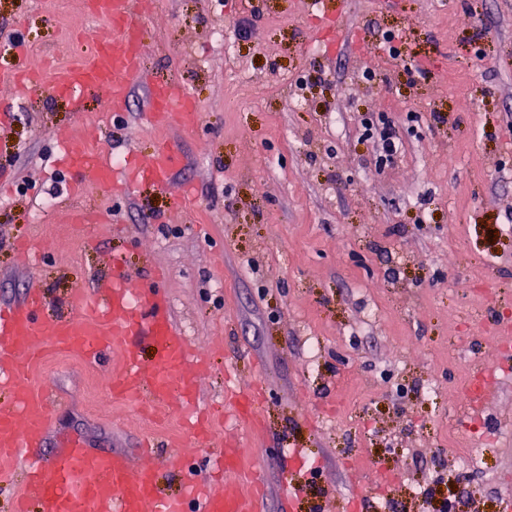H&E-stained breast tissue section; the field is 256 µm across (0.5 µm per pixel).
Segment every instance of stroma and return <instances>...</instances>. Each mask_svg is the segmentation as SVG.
I'll use <instances>...</instances> for the list:
<instances>
[{"label": "stroma", "mask_w": 512, "mask_h": 512, "mask_svg": "<svg viewBox=\"0 0 512 512\" xmlns=\"http://www.w3.org/2000/svg\"><path fill=\"white\" fill-rule=\"evenodd\" d=\"M145 46L125 119L97 98H15L0 85V303L36 290L43 316L112 275V256L166 273L178 327L209 370L202 399L233 369L256 388L264 437L261 512H499L512 500V374L476 413L461 394L475 365L512 345V0H139ZM80 0H0V70H40L81 52ZM224 28L226 43L213 31ZM395 34L387 46L386 34ZM21 37L27 51L7 45ZM185 85L193 127L140 120L148 87ZM446 123L432 119L433 112ZM386 114L403 148L383 168L363 118ZM141 158L178 141L175 189L128 199L89 187L81 204L108 224H70L55 161L73 139ZM36 239L31 263L13 242ZM481 321L480 338L467 325ZM111 360L89 371L48 352L37 384L55 401L35 454L69 440L151 465L171 454L172 418L151 423L110 394ZM159 446L140 454L146 432ZM477 448L483 465L460 466ZM302 483L285 501L281 485ZM434 488L433 499L423 491Z\"/></svg>", "instance_id": "obj_1"}]
</instances>
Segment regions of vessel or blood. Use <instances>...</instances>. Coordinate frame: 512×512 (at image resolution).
<instances>
[{
    "instance_id": "obj_1",
    "label": "vessel or blood",
    "mask_w": 512,
    "mask_h": 512,
    "mask_svg": "<svg viewBox=\"0 0 512 512\" xmlns=\"http://www.w3.org/2000/svg\"><path fill=\"white\" fill-rule=\"evenodd\" d=\"M83 5L88 15L111 28L110 38L97 42L85 60L70 67L24 75L1 72L0 84L26 96L34 92L74 102L91 91L117 119L126 111L143 56L136 0H83ZM197 117L196 99L173 82L154 85L141 114L142 122L158 128L174 121L191 127ZM120 154L122 161L115 165L92 152L62 151L63 163L78 173L68 186L69 195L91 183L123 197L135 196L146 184L160 194H173L172 174L181 161L176 141L162 142L146 164L133 142L122 144ZM134 277L123 257H113L111 277L92 290L73 289L69 314L56 318H40L45 298L39 292L0 303V387L14 401L12 408L0 410V481L11 480L19 466L27 468L15 512H28L27 500L35 495L43 498L45 512H260L262 485L252 482L226 493L212 482L214 474L233 475L250 462L225 452L216 439L213 408L197 390L204 358L174 323L165 275L152 270L138 287ZM138 336L156 348L152 364L142 361L134 343ZM50 351L90 365L98 364L104 352L119 354L114 396L151 416L180 419L183 438L205 452L206 467L188 473L181 493L168 495L158 488V472L178 463L176 454L160 465H143L124 454L89 450L74 440L53 458L35 457L33 450L51 422L50 395L31 386L28 376Z\"/></svg>"
}]
</instances>
